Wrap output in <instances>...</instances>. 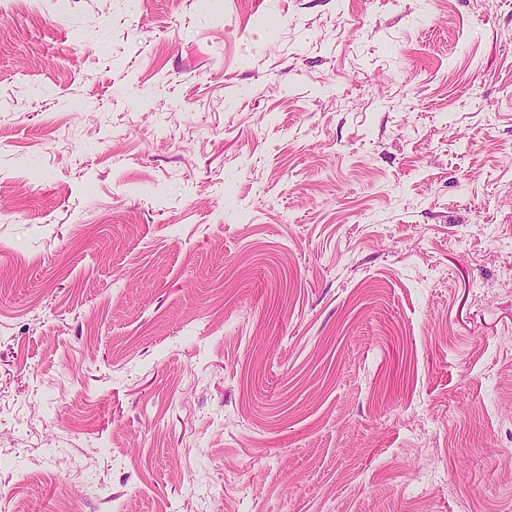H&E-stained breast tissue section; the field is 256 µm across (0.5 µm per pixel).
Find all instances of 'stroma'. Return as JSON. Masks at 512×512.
Here are the masks:
<instances>
[{
	"instance_id": "1",
	"label": "stroma",
	"mask_w": 512,
	"mask_h": 512,
	"mask_svg": "<svg viewBox=\"0 0 512 512\" xmlns=\"http://www.w3.org/2000/svg\"><path fill=\"white\" fill-rule=\"evenodd\" d=\"M0 512H512V0H0Z\"/></svg>"
}]
</instances>
